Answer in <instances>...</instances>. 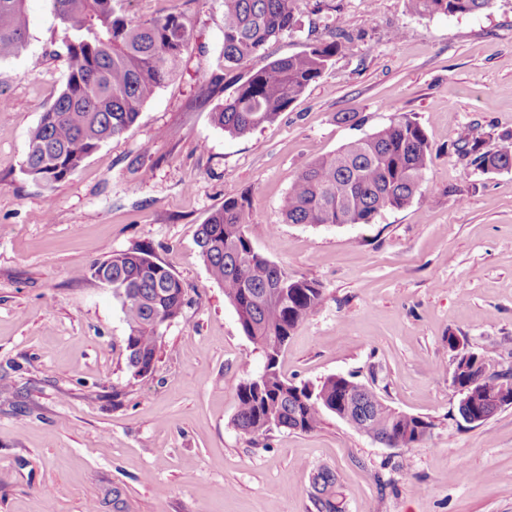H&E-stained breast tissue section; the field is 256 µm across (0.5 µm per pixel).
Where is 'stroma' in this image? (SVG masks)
<instances>
[{
  "label": "stroma",
  "instance_id": "stroma-1",
  "mask_svg": "<svg viewBox=\"0 0 512 512\" xmlns=\"http://www.w3.org/2000/svg\"><path fill=\"white\" fill-rule=\"evenodd\" d=\"M186 5L176 77L49 187L20 167L67 74L53 0H27V46L0 61V512H310L322 467L345 512H512V407L460 421L448 350L453 335L492 371L512 367V170L476 171L454 149L472 125L494 150L512 134V0L432 17L406 0H296L295 29L228 73L223 0L124 2L142 20ZM341 29L353 44L275 121L244 136L212 122L215 75L231 97L249 69ZM403 113L431 146L421 197L368 224L283 223L297 174ZM229 193L246 199L256 250L323 291L282 373L354 377L432 418L423 443L387 448L332 414L312 433L236 429L237 387L263 361L196 243ZM138 250L185 289L142 377L128 367L121 304L93 275L107 255Z\"/></svg>",
  "mask_w": 512,
  "mask_h": 512
}]
</instances>
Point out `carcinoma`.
Instances as JSON below:
<instances>
[{"label":"carcinoma","mask_w":512,"mask_h":512,"mask_svg":"<svg viewBox=\"0 0 512 512\" xmlns=\"http://www.w3.org/2000/svg\"><path fill=\"white\" fill-rule=\"evenodd\" d=\"M26 0H0V60L14 57L29 37ZM64 33L67 75L53 104L29 135L21 171L49 186L65 179L108 140L138 119L157 89L180 67L189 42L188 11L134 20L122 0H53ZM492 0H409L419 16L467 15ZM294 0H224V70L237 69L261 55L270 39L296 24ZM344 32L253 70L236 93L218 104L212 119L225 132L243 136L275 120L321 76L336 53L349 47ZM476 128L458 139V155L484 173L512 169V152L485 149ZM431 160L427 135L403 113L383 128L355 139L333 155L311 162L293 180L282 201L286 224H369L384 209L409 207ZM244 200L234 194L199 225L197 244L213 278L224 287L240 328L264 360L263 371L237 388L235 427L253 438L274 428L311 433L330 413L391 447L421 444L435 422L398 411L374 391L335 375L314 386L296 384L278 369L281 352L297 326L322 300L317 281L292 274L258 252L241 221ZM120 301L128 326L126 349L135 376L154 365L163 330L181 313L180 280L146 251L111 254L93 268ZM502 374L491 373L484 354L474 352L452 378L461 398L463 422L484 423L498 406L486 400ZM311 512H344L336 474L318 469L311 477Z\"/></svg>","instance_id":"obj_1"}]
</instances>
